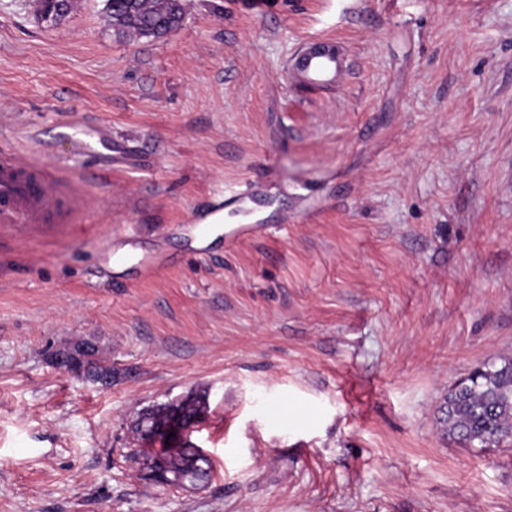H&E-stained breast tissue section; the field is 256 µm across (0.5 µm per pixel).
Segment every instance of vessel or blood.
Wrapping results in <instances>:
<instances>
[{
  "label": "vessel or blood",
  "instance_id": "1",
  "mask_svg": "<svg viewBox=\"0 0 512 512\" xmlns=\"http://www.w3.org/2000/svg\"><path fill=\"white\" fill-rule=\"evenodd\" d=\"M67 137L79 153L110 160L109 137L101 129L76 128ZM263 188L262 182L255 181L225 197L224 205L234 208L241 217L238 234L256 229L249 205L262 197ZM80 209V201L69 185L51 177L42 165L22 160L13 150L0 152L1 223L12 224L20 218L27 224H68L77 218Z\"/></svg>",
  "mask_w": 512,
  "mask_h": 512
}]
</instances>
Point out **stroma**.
<instances>
[{"label": "stroma", "instance_id": "35a3bbf8", "mask_svg": "<svg viewBox=\"0 0 512 512\" xmlns=\"http://www.w3.org/2000/svg\"><path fill=\"white\" fill-rule=\"evenodd\" d=\"M182 3L136 39L105 0H0V144L82 203L0 223V512H512V443L437 421L512 356V0ZM327 38L344 83L287 82ZM251 180L267 228L200 242ZM80 340L110 383L57 366ZM187 396L203 486L141 468V412ZM63 136L71 140L77 151L82 154L95 156L99 162L103 159L112 162L109 136L96 127L76 128L63 132Z\"/></svg>", "mask_w": 512, "mask_h": 512}]
</instances>
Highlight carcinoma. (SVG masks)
I'll return each instance as SVG.
<instances>
[{
  "mask_svg": "<svg viewBox=\"0 0 512 512\" xmlns=\"http://www.w3.org/2000/svg\"><path fill=\"white\" fill-rule=\"evenodd\" d=\"M105 10L112 26L123 35L136 36L147 26L169 29L183 18L181 0H106ZM442 434L465 444L483 448L512 440V357L474 369L448 389L439 406ZM164 482L183 484L202 482L210 473V462L188 467L194 456L190 446L178 457L162 451Z\"/></svg>",
  "mask_w": 512,
  "mask_h": 512,
  "instance_id": "cac0c4a2",
  "label": "carcinoma"
}]
</instances>
